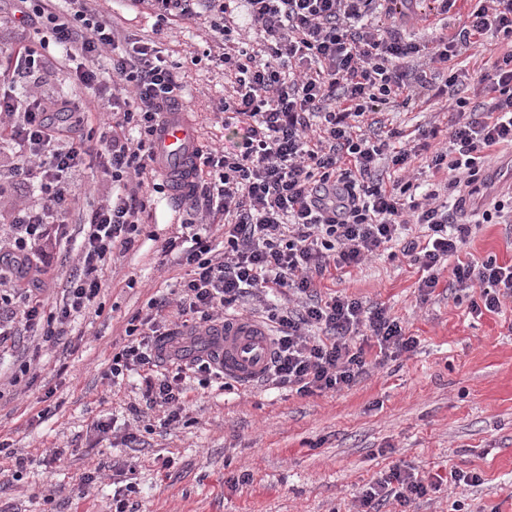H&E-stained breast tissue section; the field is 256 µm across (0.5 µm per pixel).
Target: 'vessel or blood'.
Segmentation results:
<instances>
[{"instance_id": "vessel-or-blood-1", "label": "vessel or blood", "mask_w": 512, "mask_h": 512, "mask_svg": "<svg viewBox=\"0 0 512 512\" xmlns=\"http://www.w3.org/2000/svg\"><path fill=\"white\" fill-rule=\"evenodd\" d=\"M183 96H175L163 113L155 135L156 167L184 193L200 147L197 130L186 115ZM207 345L226 376L250 384L264 376L271 359L270 334L252 318L236 317L215 324Z\"/></svg>"}]
</instances>
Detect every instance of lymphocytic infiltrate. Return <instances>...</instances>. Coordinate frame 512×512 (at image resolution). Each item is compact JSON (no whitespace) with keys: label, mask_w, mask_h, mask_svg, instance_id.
<instances>
[{"label":"lymphocytic infiltrate","mask_w":512,"mask_h":512,"mask_svg":"<svg viewBox=\"0 0 512 512\" xmlns=\"http://www.w3.org/2000/svg\"><path fill=\"white\" fill-rule=\"evenodd\" d=\"M90 2L14 0L33 42L15 52L12 70L0 72V134L14 146L11 178L31 186L37 199L0 212V346L23 333L55 345L79 317L101 315L106 272L134 247L152 194L169 189L153 166L154 134L165 100L182 90L179 65L152 40L117 48L111 22ZM131 2L147 6L159 33L206 18L231 83L220 110L235 131L232 145L199 150L187 217L162 248L188 266L187 278L130 318L129 344L102 373L115 383L139 372L142 398L159 410L161 428L186 424L187 377L230 389L210 354L189 360L184 353L190 335L239 316L249 300H269L262 308L273 346L266 382L302 396L355 386L369 371V349L385 358L414 351L418 338L384 306L343 295L325 300L318 291L329 268L360 267L398 241L406 225L424 231L423 240L403 248L421 273V295L447 279L449 287L477 291L469 306L476 317L500 312L512 299V264L458 260L471 227L448 203L480 182L497 147L512 145V0H481L460 31L429 45L371 22L377 0H245L252 25L265 34L261 64L233 21L235 0ZM488 34L500 37L499 54L478 81V103L456 98L443 146L430 147L433 129L421 130L412 146L399 145L394 129L367 132L369 117L384 105L431 91L426 73L410 72L408 63L449 61ZM52 44L75 62L78 83L103 97L99 109L110 116L99 156L112 190L99 200L74 183L86 154L73 137L85 103L49 108L35 91L42 52ZM109 49L117 55L106 71L99 59ZM418 156L439 178L421 196L407 174ZM73 214L75 236L67 222ZM215 224L224 227L220 251L211 240ZM48 244L76 255L61 300L50 305L33 293L6 294L10 276L27 274ZM481 480L457 468L426 477L398 463L360 491L356 512H382L393 501L407 508L442 486Z\"/></svg>","instance_id":"f902f5d3"}]
</instances>
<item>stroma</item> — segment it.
<instances>
[{
	"label": "stroma",
	"mask_w": 512,
	"mask_h": 512,
	"mask_svg": "<svg viewBox=\"0 0 512 512\" xmlns=\"http://www.w3.org/2000/svg\"><path fill=\"white\" fill-rule=\"evenodd\" d=\"M476 3L457 0L444 13L419 0L415 14L402 18L381 9L376 20L385 31L425 42L460 30ZM95 8L119 36L153 35L154 18L127 0H96ZM209 38L208 24L198 19L165 38L164 46L171 60L183 64L184 95L202 143L222 145L233 137L213 114L224 96V69L206 60L196 66L184 61L190 52L205 49ZM498 46V39L488 36L450 63L435 64L437 84H444L449 69L468 73L460 93L471 96ZM38 92L46 102L83 95L74 69L56 49L44 52ZM443 105L441 97L429 94L406 107L387 105L383 118L388 128L406 134L437 128L436 139L442 142L448 134ZM181 215L166 197L157 199L138 247L107 274L101 316L76 320V342L45 351L32 385L10 383L30 337L0 349V433L22 454L57 446L66 450L60 467L48 471L33 464L20 481L0 483L1 507L47 512L50 494L58 512H110L112 463L120 460L135 470L144 512H355L360 489L402 460L425 473L444 475L454 467L482 476L480 486L452 487L418 500L414 512L457 507L512 512V302L501 313L475 317L468 309L471 291H451L444 281L419 301L417 269L398 244L393 255L325 275L319 291L367 306L384 304L407 332L418 336L414 351L386 360L337 393L301 396L260 381L234 390L215 384L193 401L189 425L144 434L143 445L135 448H114L100 440L92 428L100 411L113 413L121 427L134 424L145 408L138 375L113 388L101 374L112 353L127 343L128 319L184 276L185 267L163 262L160 254ZM465 250L512 263V223L473 228ZM71 269V259L58 249L40 253L42 299L51 304L61 299ZM45 397L51 412L32 422ZM171 453L174 466L159 469L156 458ZM95 468L100 479L78 492L80 474ZM242 474L248 482L231 486L230 477Z\"/></svg>",
	"instance_id": "1"
}]
</instances>
